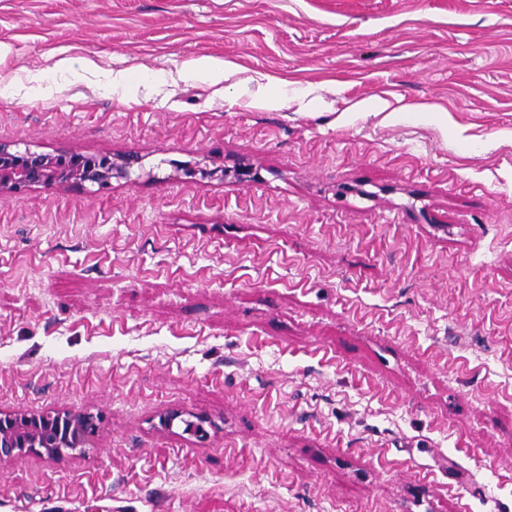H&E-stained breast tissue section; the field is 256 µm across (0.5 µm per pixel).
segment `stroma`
<instances>
[{"mask_svg": "<svg viewBox=\"0 0 512 512\" xmlns=\"http://www.w3.org/2000/svg\"><path fill=\"white\" fill-rule=\"evenodd\" d=\"M0 145L139 159L0 193V415L103 417L0 512H512V0H0Z\"/></svg>", "mask_w": 512, "mask_h": 512, "instance_id": "1", "label": "stroma"}]
</instances>
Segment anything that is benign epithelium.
I'll use <instances>...</instances> for the list:
<instances>
[{
	"label": "benign epithelium",
	"mask_w": 512,
	"mask_h": 512,
	"mask_svg": "<svg viewBox=\"0 0 512 512\" xmlns=\"http://www.w3.org/2000/svg\"><path fill=\"white\" fill-rule=\"evenodd\" d=\"M133 159L86 156L78 153L51 156L0 146V192L32 186L85 182L101 187L126 175ZM101 424L91 413H55L0 417V461L27 452L59 456L66 450L90 445Z\"/></svg>",
	"instance_id": "benign-epithelium-1"
}]
</instances>
